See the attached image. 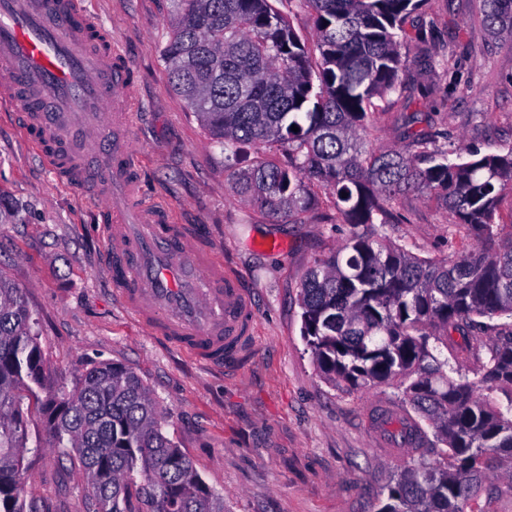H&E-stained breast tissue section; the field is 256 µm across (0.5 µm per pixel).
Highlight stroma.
Masks as SVG:
<instances>
[{"instance_id": "1", "label": "stroma", "mask_w": 512, "mask_h": 512, "mask_svg": "<svg viewBox=\"0 0 512 512\" xmlns=\"http://www.w3.org/2000/svg\"><path fill=\"white\" fill-rule=\"evenodd\" d=\"M128 65L119 88L131 105L144 201L167 209L189 241L236 273L251 300L253 345L234 372L211 368L149 333L103 271L107 247L90 190L59 181L24 132L0 111V275L24 288L39 317L55 386L72 388L91 364L135 372L159 401L165 431L226 512H377L391 476L413 454L381 415L401 413L397 391L342 392L319 375L302 336L301 282L354 227L318 194L305 223L241 202L224 155L172 88L161 49L170 0H84ZM481 0H427L401 52L403 94L375 114L372 141L405 147L412 118L438 143L483 154L512 148V38L479 34ZM432 67H424V58ZM471 85L464 93L451 77ZM383 232L423 257L444 259L469 241L435 200L407 194ZM278 249H268V242ZM33 497L56 512H89L77 469L51 448L27 454Z\"/></svg>"}]
</instances>
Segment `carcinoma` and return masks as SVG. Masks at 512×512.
Listing matches in <instances>:
<instances>
[{
	"instance_id": "cac0c4a2",
	"label": "carcinoma",
	"mask_w": 512,
	"mask_h": 512,
	"mask_svg": "<svg viewBox=\"0 0 512 512\" xmlns=\"http://www.w3.org/2000/svg\"><path fill=\"white\" fill-rule=\"evenodd\" d=\"M424 2L172 0L161 50L242 202L301 223L317 188L341 223L383 226L384 204L413 193L470 240L438 260L353 233L302 283V335L323 378L347 392L399 381V436L416 458L379 512H464L489 476L512 479V232L497 222L512 149L455 162L413 129L405 150L369 143L376 100L404 92L400 42ZM482 2L481 33L512 38V0ZM297 8L312 12L316 55L287 18ZM278 147L286 166L266 156ZM37 325L24 289L0 274V512H49L25 490L26 455L44 447L77 462L92 512H224L148 386L116 363L87 368L70 391L49 386ZM473 329L489 335L488 360L456 379L440 347ZM33 407L44 440L30 436Z\"/></svg>"
}]
</instances>
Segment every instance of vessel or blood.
<instances>
[{
  "instance_id": "b4317fda",
  "label": "vessel or blood",
  "mask_w": 512,
  "mask_h": 512,
  "mask_svg": "<svg viewBox=\"0 0 512 512\" xmlns=\"http://www.w3.org/2000/svg\"><path fill=\"white\" fill-rule=\"evenodd\" d=\"M126 68L82 0H0V103L24 113L45 165L107 189L105 268L116 295L168 344L216 367L252 343L238 276L193 248L170 212L134 199Z\"/></svg>"
}]
</instances>
